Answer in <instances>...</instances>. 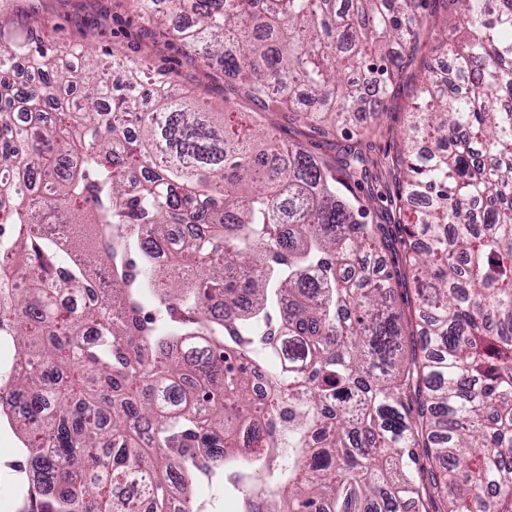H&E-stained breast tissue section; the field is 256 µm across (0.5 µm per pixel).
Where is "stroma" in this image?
I'll return each instance as SVG.
<instances>
[{"label":"stroma","mask_w":512,"mask_h":512,"mask_svg":"<svg viewBox=\"0 0 512 512\" xmlns=\"http://www.w3.org/2000/svg\"><path fill=\"white\" fill-rule=\"evenodd\" d=\"M0 14L6 18L0 41L8 43L27 38L43 39L51 54L65 55L74 48L88 49L104 74H111L112 61L126 56H147L156 69L175 72L171 91L177 96L206 99L217 112L230 106L243 115H252V103L231 92L232 81L221 66L206 67L185 54L178 38L169 30L150 25L130 8L129 0H0ZM435 30H424L407 62L405 77L390 93L378 116L362 112L361 120H374L377 130L363 139L360 148L373 158L395 150L399 136L410 120V112L420 91L423 66L430 60L429 47ZM267 125L282 138L302 143L328 166H336L351 140L345 132L324 137L287 113L268 116ZM398 184L391 168L378 165L367 180L361 181L357 195L371 210L373 223H393L391 201Z\"/></svg>","instance_id":"stroma-1"}]
</instances>
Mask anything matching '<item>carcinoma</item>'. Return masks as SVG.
<instances>
[{
	"label": "carcinoma",
	"mask_w": 512,
	"mask_h": 512,
	"mask_svg": "<svg viewBox=\"0 0 512 512\" xmlns=\"http://www.w3.org/2000/svg\"><path fill=\"white\" fill-rule=\"evenodd\" d=\"M132 2L262 114L234 125L136 58L109 82L82 48L0 46V86L17 56L34 69L0 92V252L26 272L0 289L24 363L0 418L24 435V512H135L131 483L192 512L217 474L241 512H512V0H451L468 36L437 34L391 158L396 213L424 199L398 241L354 194L358 146L329 169L262 119L370 134L367 83L401 76L419 0ZM174 224L202 231L162 265ZM385 247L414 288L370 260Z\"/></svg>",
	"instance_id": "carcinoma-1"
}]
</instances>
